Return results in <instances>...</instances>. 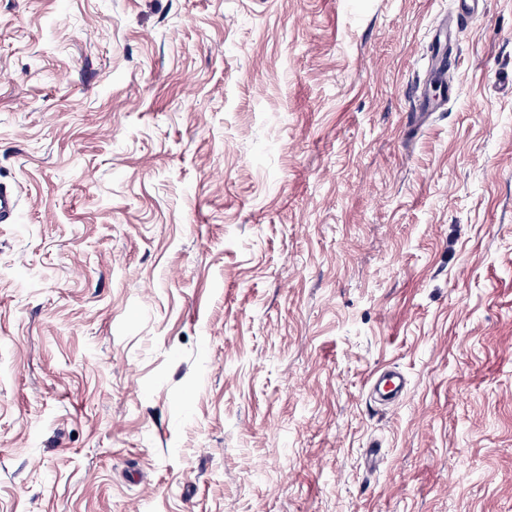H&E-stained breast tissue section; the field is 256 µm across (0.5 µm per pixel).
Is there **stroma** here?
I'll return each mask as SVG.
<instances>
[{
  "instance_id": "stroma-1",
  "label": "stroma",
  "mask_w": 512,
  "mask_h": 512,
  "mask_svg": "<svg viewBox=\"0 0 512 512\" xmlns=\"http://www.w3.org/2000/svg\"><path fill=\"white\" fill-rule=\"evenodd\" d=\"M458 8L0 0V512H512V0L411 125ZM371 380V391L386 399L395 398L404 388L405 381L399 372L385 369Z\"/></svg>"
}]
</instances>
